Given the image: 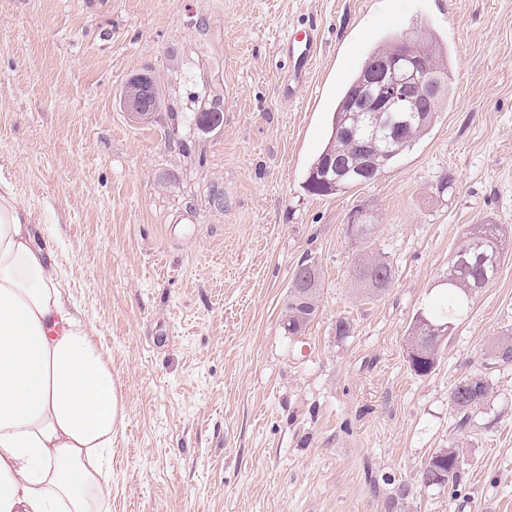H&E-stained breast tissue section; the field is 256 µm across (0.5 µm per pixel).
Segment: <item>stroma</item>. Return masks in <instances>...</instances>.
Masks as SVG:
<instances>
[{"label": "stroma", "instance_id": "35a3bbf8", "mask_svg": "<svg viewBox=\"0 0 512 512\" xmlns=\"http://www.w3.org/2000/svg\"><path fill=\"white\" fill-rule=\"evenodd\" d=\"M308 20L320 56L290 96L282 47ZM420 27L451 56L437 123L376 180L308 193L360 59ZM147 69L150 125L120 104ZM216 99L222 125L197 128ZM0 176L124 391L112 512H512V365L486 366L512 328V0H0ZM360 212L366 243L347 235ZM470 224L502 226L504 261L416 375L410 326L445 304ZM373 251L394 284L369 298L354 273ZM307 257L321 306L291 336L281 309ZM481 373L490 392L458 428L450 392ZM440 448L460 478L424 486Z\"/></svg>", "mask_w": 512, "mask_h": 512}]
</instances>
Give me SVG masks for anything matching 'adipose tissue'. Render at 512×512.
Here are the masks:
<instances>
[{
    "instance_id": "1",
    "label": "adipose tissue",
    "mask_w": 512,
    "mask_h": 512,
    "mask_svg": "<svg viewBox=\"0 0 512 512\" xmlns=\"http://www.w3.org/2000/svg\"><path fill=\"white\" fill-rule=\"evenodd\" d=\"M124 424L108 354L0 178V512H112Z\"/></svg>"
}]
</instances>
